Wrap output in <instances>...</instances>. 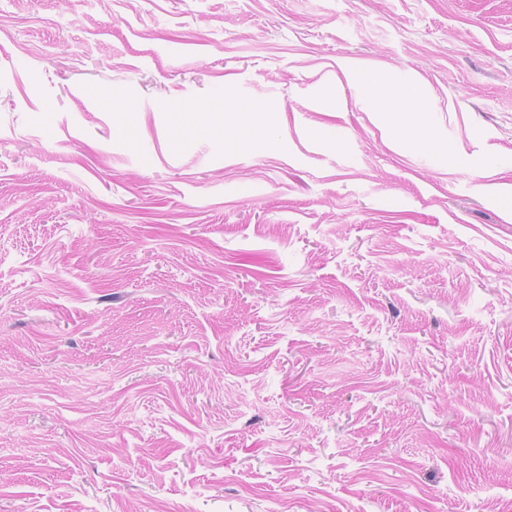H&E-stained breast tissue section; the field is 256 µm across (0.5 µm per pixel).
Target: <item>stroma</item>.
<instances>
[{"label": "stroma", "instance_id": "stroma-1", "mask_svg": "<svg viewBox=\"0 0 512 512\" xmlns=\"http://www.w3.org/2000/svg\"><path fill=\"white\" fill-rule=\"evenodd\" d=\"M510 497L512 0H0V512Z\"/></svg>", "mask_w": 512, "mask_h": 512}]
</instances>
